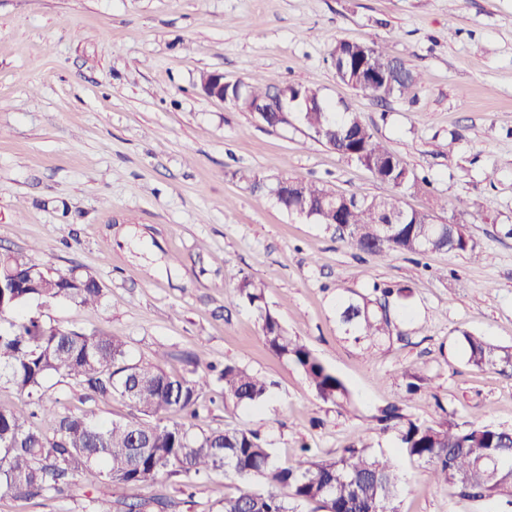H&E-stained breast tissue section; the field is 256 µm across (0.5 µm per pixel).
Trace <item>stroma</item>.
Segmentation results:
<instances>
[{
	"label": "stroma",
	"instance_id": "obj_1",
	"mask_svg": "<svg viewBox=\"0 0 512 512\" xmlns=\"http://www.w3.org/2000/svg\"><path fill=\"white\" fill-rule=\"evenodd\" d=\"M382 44L416 72L404 97L376 102L340 82L337 41ZM227 84L277 78L318 88L360 113L374 136L430 187L398 193L405 209L463 225L477 256L433 252L376 256L335 228L281 209L242 170L268 182L321 181L342 194H394L388 184L318 142L289 114L267 128L200 89L205 73ZM57 273L95 278L100 306L28 303L48 324L120 337L132 361L187 375L193 356L265 378L256 406L224 398L211 377L194 431L248 429L279 466L299 448L333 458L354 440L394 457L399 512L481 510L451 496L428 465L402 454L376 422L399 404L433 425L451 416L512 430V369L468 360L464 333L512 349V0H0V253ZM347 385L352 403L320 399L302 372L262 343L255 311L234 302L243 277ZM407 287L389 303V337L346 333L340 299L373 284ZM421 378L407 393L410 375ZM61 413L103 422L132 418L119 396L102 398L53 377ZM160 477L133 489L164 496L170 512H219L231 475ZM74 496H0V512H85Z\"/></svg>",
	"mask_w": 512,
	"mask_h": 512
}]
</instances>
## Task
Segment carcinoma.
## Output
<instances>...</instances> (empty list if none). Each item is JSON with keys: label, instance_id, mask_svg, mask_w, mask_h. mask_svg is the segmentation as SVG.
Here are the masks:
<instances>
[{"label": "carcinoma", "instance_id": "obj_1", "mask_svg": "<svg viewBox=\"0 0 512 512\" xmlns=\"http://www.w3.org/2000/svg\"><path fill=\"white\" fill-rule=\"evenodd\" d=\"M367 59L385 62L394 56L375 43L342 40L331 52L336 76L374 100L403 97L414 88L417 76L400 60L391 79L360 80L358 72ZM246 95L244 102L236 87L224 88V99L243 109L265 108L258 118L272 129L288 124V113L276 111L277 98L294 101L300 122L317 141L365 167L377 180L396 189L427 184L426 178L408 169L375 138L360 114L346 112L337 120L336 106L325 101L317 88L273 79L264 85H247ZM333 194L320 182L293 177L279 204L286 211L303 203L319 207L316 223L345 225L340 239L370 254L476 253L475 243L462 228L455 229L450 239L448 225L436 222L429 213L402 209L395 197L334 194L341 208L335 213L327 201ZM397 213L405 215L406 223L394 225L389 237L379 240L382 223ZM0 283V381L11 384L34 405L27 416L0 406V495L68 497L79 478L91 487H128L149 484L164 475L199 476L226 470L235 486L224 497L221 512H296L300 502L316 503L322 512H398L394 505L398 475L393 464L368 453L362 441H353L339 456L327 459H316L310 449L302 448L292 465L280 467L256 432L227 428L194 433L186 425L185 419L196 414L208 386L206 375H172L158 364L131 361L126 343L115 336L86 335L20 313L32 299L98 304L103 293L93 277L53 275L21 255L1 253ZM374 291L383 299L377 312L370 310L364 298L344 299L339 305L340 322L358 340L375 341L391 334L388 297L404 293L402 288L376 287ZM234 300L255 310L266 346L299 368L319 398L338 406L350 403L343 380L305 343L288 335L268 305L263 282L243 277ZM463 339L470 362L512 368V351L467 332ZM56 375L100 397L117 394L136 415L109 423L87 413L53 415L47 382ZM219 379L224 382V399L237 404L256 405L267 392L261 376L235 365H224ZM39 411L51 416L45 430L28 423ZM378 422L383 430L396 432L409 458L429 464L435 482L452 496L476 506L491 499L512 506V430L468 426L451 417L425 425L404 419L396 405L383 410ZM255 476L264 477L271 489L256 490ZM171 507L165 497L127 503L104 492L89 499L87 512H167Z\"/></svg>", "mask_w": 512, "mask_h": 512}]
</instances>
